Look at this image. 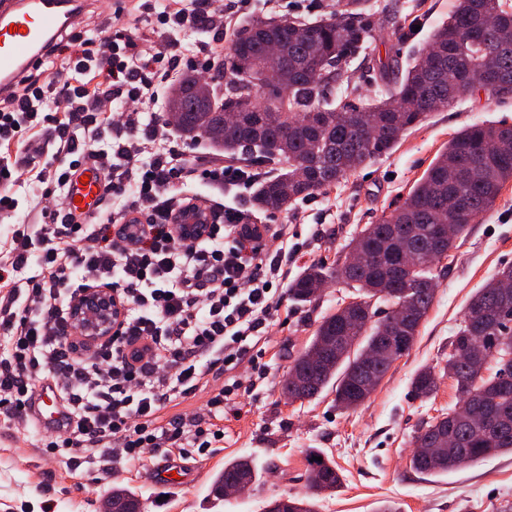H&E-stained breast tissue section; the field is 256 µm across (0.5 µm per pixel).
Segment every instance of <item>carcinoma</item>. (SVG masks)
<instances>
[{"instance_id":"obj_1","label":"carcinoma","mask_w":512,"mask_h":512,"mask_svg":"<svg viewBox=\"0 0 512 512\" xmlns=\"http://www.w3.org/2000/svg\"><path fill=\"white\" fill-rule=\"evenodd\" d=\"M372 39L367 0H346L345 9L315 22L258 18L225 51L224 82L208 84L209 93L201 95L200 79L182 76L170 87L167 112L186 142L203 139L215 155L243 163L257 184L254 207L275 215L336 187L392 152L402 132L474 94L471 79L478 69L493 68L512 78V0H457L449 21L433 30L381 100L353 104L327 98V90L342 84L347 66ZM508 181L512 125L466 126L448 140L403 204L360 230L349 253L332 267L307 266L288 284V295L303 304L317 301L328 280L357 291L351 302L322 316L292 362L306 371L304 398L328 388L336 407L348 410L361 397L358 362L379 337H405L398 358L412 348L419 325L396 319L398 289H414L420 317H426L436 291L435 262L448 258L468 224L493 208ZM439 224L454 225V234L437 241ZM504 280L512 283V265L500 268L471 296L451 346L475 335L483 337L485 353L512 355V300L503 302L498 288ZM378 300L386 303L382 311ZM447 376L461 403L502 390L512 396V360L493 375L477 377L451 353L444 365L416 372L413 396L431 399ZM441 434L447 439L437 456L411 457L415 472L442 475L512 454V402L501 407L499 428L490 434L482 418L453 408L423 422L416 439ZM307 457L312 459L309 493H285L265 512H315L313 497L340 488L336 462L320 448L309 449ZM254 478L251 460L228 458L211 491L224 498L228 484ZM111 501L112 512H141L139 500L123 485L112 486Z\"/></svg>"}]
</instances>
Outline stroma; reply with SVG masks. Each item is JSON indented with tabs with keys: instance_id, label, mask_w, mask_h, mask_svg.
<instances>
[{
	"instance_id": "obj_1",
	"label": "stroma",
	"mask_w": 512,
	"mask_h": 512,
	"mask_svg": "<svg viewBox=\"0 0 512 512\" xmlns=\"http://www.w3.org/2000/svg\"><path fill=\"white\" fill-rule=\"evenodd\" d=\"M455 0H370L374 40L364 58L348 67V79L336 89L350 101L380 98L390 69L404 67L413 49L422 45L435 26L448 21ZM229 30L185 26L174 31L159 27L155 14L131 18L140 44L158 54V68L170 80L184 72L202 71L207 53H224L251 20L314 21L333 13L336 0H231ZM512 124V99L468 96L434 113L417 128L403 132L394 151L349 176L326 194L299 202L290 213L269 216L241 208L252 224H286L288 278L313 262H333L350 249L360 229L402 204L414 182L450 137L473 123ZM16 214H0V235L12 222L35 223L38 203L46 192L35 178L13 188ZM512 265V181L494 205L470 224L452 258L435 268L437 290L410 351L397 360L364 406L338 410L334 395L292 403L279 392L293 355L309 343L315 323L349 288L329 282L320 298L300 306L284 300L287 322L273 329L265 356L267 372L254 380L250 395L226 408L218 428L223 440L206 453H157L129 466L111 453L96 461L51 454L47 432L24 417H0V512H104L113 485L135 490L143 512H264L267 502L283 494L306 491L307 452L323 449L343 475L341 488L316 499V512H375L390 500L401 512H512V455L492 457L475 466L441 476H423L410 467L414 436L423 421L456 407L450 379L439 382L435 398L420 401L411 394V379L423 367L437 365L451 350L450 342L471 295L506 265ZM249 457L258 480L242 495L216 500L212 477L225 458ZM180 465L177 483L158 474L160 462Z\"/></svg>"
}]
</instances>
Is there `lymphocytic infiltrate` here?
Wrapping results in <instances>:
<instances>
[{
  "instance_id": "1",
  "label": "lymphocytic infiltrate",
  "mask_w": 512,
  "mask_h": 512,
  "mask_svg": "<svg viewBox=\"0 0 512 512\" xmlns=\"http://www.w3.org/2000/svg\"><path fill=\"white\" fill-rule=\"evenodd\" d=\"M68 45L76 68L98 77L96 88L25 80L0 105V146L17 148L0 155V178L16 182L40 159L39 178L61 186L90 160L104 173L106 197L119 205L84 224L63 208L44 207L39 223L11 226L0 265V335L7 343L0 406L21 414L28 393L50 374L68 421L49 452L91 459L110 448L135 462L149 449L209 450L215 433L177 408L206 390L209 411L223 410L242 381L214 386L210 376L242 362L263 375L267 332L281 321L288 227L246 223L236 201L241 170L224 165L208 172L224 187L223 211L213 213L201 240L177 236L174 218L191 203L175 186L192 174L187 149L171 146L142 160L140 140L156 137L157 127L142 125L139 113L115 116L97 106L101 97L124 93L149 106L159 76L148 59H136L124 18H116L113 35L91 44L73 34ZM115 127L128 137L118 147L105 141ZM77 129L83 140L75 139ZM266 237L278 242L276 252L262 246ZM31 262L39 275L16 278ZM101 287L125 310L121 329L93 352L77 351L73 302L83 289Z\"/></svg>"
}]
</instances>
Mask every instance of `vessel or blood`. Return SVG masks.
<instances>
[{
    "label": "vessel or blood",
    "mask_w": 512,
    "mask_h": 512,
    "mask_svg": "<svg viewBox=\"0 0 512 512\" xmlns=\"http://www.w3.org/2000/svg\"><path fill=\"white\" fill-rule=\"evenodd\" d=\"M82 6V0H0V99L12 97L28 71L63 50ZM65 193L73 214L95 216L104 194L96 166L88 162L78 168ZM55 401V390L41 384L26 400L23 412L36 424L58 426L66 416Z\"/></svg>",
    "instance_id": "obj_1"
}]
</instances>
